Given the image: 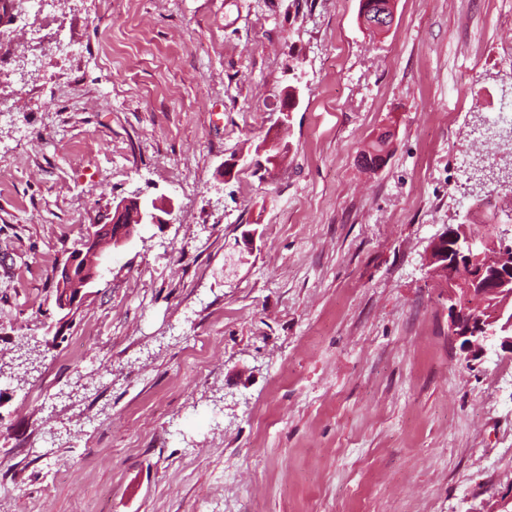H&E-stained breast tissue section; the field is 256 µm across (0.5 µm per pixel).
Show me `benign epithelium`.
I'll list each match as a JSON object with an SVG mask.
<instances>
[{
  "label": "benign epithelium",
  "mask_w": 512,
  "mask_h": 512,
  "mask_svg": "<svg viewBox=\"0 0 512 512\" xmlns=\"http://www.w3.org/2000/svg\"><path fill=\"white\" fill-rule=\"evenodd\" d=\"M469 180L481 188L489 184L507 186L493 168L479 165L471 167ZM162 211L164 208L156 201L138 197L123 198L112 205L114 221L123 224L121 233L109 236L97 225L90 226L86 251L72 256L64 266L57 308L72 311L84 288L93 281L91 277H76V266L95 269L106 246L124 245L140 225L164 223ZM503 214L505 220L497 225L506 228L495 237L479 238L462 223L446 228L429 247L432 272L448 284L449 334L472 359L483 357L486 343L493 340L501 349L512 352V318L503 320L512 306V292H507L512 289V208L503 210ZM485 247L489 251H483Z\"/></svg>",
  "instance_id": "1"
}]
</instances>
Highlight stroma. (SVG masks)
<instances>
[{
    "label": "stroma",
    "instance_id": "obj_1",
    "mask_svg": "<svg viewBox=\"0 0 512 512\" xmlns=\"http://www.w3.org/2000/svg\"><path fill=\"white\" fill-rule=\"evenodd\" d=\"M50 0L0 25V512H486L512 353L468 363L431 240L511 191L477 115L512 0ZM79 55L21 76L42 28ZM299 104L282 120L280 98ZM391 131L387 162L359 153ZM288 149L258 163L268 135ZM168 203L61 320L113 201ZM390 1L392 0H360L359 1V12L358 17L360 22L366 27V29L370 30L372 33H375L371 29V24L374 21H378V15L381 14L384 18L392 15L390 9ZM383 17L379 18L378 22H375V26L380 30L387 29V19H383Z\"/></svg>",
    "mask_w": 512,
    "mask_h": 512
}]
</instances>
